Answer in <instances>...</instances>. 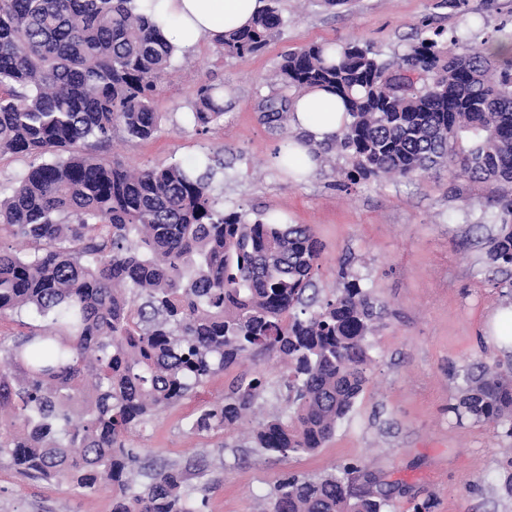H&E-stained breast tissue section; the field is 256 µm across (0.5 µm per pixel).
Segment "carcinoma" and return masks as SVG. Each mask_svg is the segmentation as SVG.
<instances>
[{"label": "carcinoma", "mask_w": 512, "mask_h": 512, "mask_svg": "<svg viewBox=\"0 0 512 512\" xmlns=\"http://www.w3.org/2000/svg\"><path fill=\"white\" fill-rule=\"evenodd\" d=\"M285 25L268 0L216 52L251 56ZM435 29L383 58L367 42L311 44L286 54L289 92L266 104L281 127L292 96L329 87L350 122L336 146L346 178H409L446 164L460 177L512 186V52L448 51ZM176 49L137 0H0V154L52 155L0 197V317L33 310L47 325L0 355V457L19 475L84 494L112 489V512H200L182 470L145 471L129 437L255 351L286 364L289 414L258 422L260 453L312 454L335 435L368 381L381 318L355 281L331 298L313 288L321 246L304 224L226 211L207 161L133 171L96 158L121 132L160 128V83ZM224 118V88L202 84L189 120ZM484 213L498 224L492 264L512 265V195ZM264 392L240 378L193 420L229 428ZM457 420L512 438V365H480L449 406ZM399 483L356 466L281 479L260 512H390Z\"/></svg>", "instance_id": "carcinoma-1"}]
</instances>
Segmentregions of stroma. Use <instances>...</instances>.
Returning a JSON list of instances; mask_svg holds the SVG:
<instances>
[{
    "instance_id": "obj_1",
    "label": "stroma",
    "mask_w": 512,
    "mask_h": 512,
    "mask_svg": "<svg viewBox=\"0 0 512 512\" xmlns=\"http://www.w3.org/2000/svg\"><path fill=\"white\" fill-rule=\"evenodd\" d=\"M286 20L259 53L226 58L202 45L176 61L158 98L164 118L147 140L115 135L105 158L130 168L210 159L212 186L225 209L274 215L309 225L322 247L314 281L322 295L358 281L383 318L374 337L372 371L352 412L324 448L279 458L251 448L260 418L284 405L285 366L264 354L216 372L190 397L159 413L134 434L143 465L173 464L187 483L207 488L202 512H258L279 480L318 477L354 465L400 480L392 512H410L431 500L432 512H512L504 473L512 464V439L492 425L457 421L449 413L473 366L512 362V348L487 332L489 317L512 302L501 288L512 268L486 259L497 225L481 221L501 187L440 168L411 179L350 183V159L336 147L307 179L279 169L274 157L291 126L270 128L262 112L282 91L272 75L285 53L312 43L357 39L391 57L421 36L424 23L448 33L467 32L455 45L464 53L512 29V0H280ZM224 88L225 116L207 134L186 120L196 88ZM262 375L267 389L255 413L224 431L197 433L191 422L229 393L240 377ZM0 512H112V493L83 495L67 485L19 477L0 461Z\"/></svg>"
}]
</instances>
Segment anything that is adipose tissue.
<instances>
[{
    "label": "adipose tissue",
    "mask_w": 512,
    "mask_h": 512,
    "mask_svg": "<svg viewBox=\"0 0 512 512\" xmlns=\"http://www.w3.org/2000/svg\"><path fill=\"white\" fill-rule=\"evenodd\" d=\"M262 7V0H153L151 14L180 52L189 53L247 26ZM349 120L344 100L328 90L312 89L293 99L288 121L301 135L288 144L302 177H309L318 166L312 144L334 142Z\"/></svg>",
    "instance_id": "obj_1"
}]
</instances>
